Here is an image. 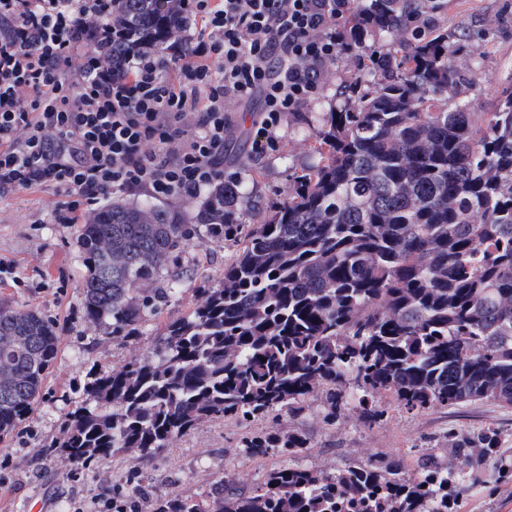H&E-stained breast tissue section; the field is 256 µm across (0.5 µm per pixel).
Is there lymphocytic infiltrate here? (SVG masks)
Instances as JSON below:
<instances>
[{"label":"lymphocytic infiltrate","mask_w":512,"mask_h":512,"mask_svg":"<svg viewBox=\"0 0 512 512\" xmlns=\"http://www.w3.org/2000/svg\"><path fill=\"white\" fill-rule=\"evenodd\" d=\"M194 31L169 59L113 66L112 0H0V197L54 188L55 223L79 224L115 189L160 200L240 180L225 146L259 102L251 159L346 53L348 0H178Z\"/></svg>","instance_id":"lymphocytic-infiltrate-1"}]
</instances>
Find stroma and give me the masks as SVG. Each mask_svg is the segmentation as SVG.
Returning <instances> with one entry per match:
<instances>
[{"mask_svg":"<svg viewBox=\"0 0 512 512\" xmlns=\"http://www.w3.org/2000/svg\"><path fill=\"white\" fill-rule=\"evenodd\" d=\"M422 21L448 31L449 44L472 32L471 45L451 54L459 69L469 71L481 94L474 108L488 111L504 86L512 83V0H423ZM374 41L340 56L326 75L318 94L278 133L272 150L260 160L248 158L246 133L253 115L240 110L231 144L242 163L245 208L237 223L259 224L294 188L295 177L319 160L317 150L330 113L342 101L337 89L365 79ZM59 196L51 188L19 190L0 198V304L35 309L53 320L60 338L58 356L46 377L28 420L0 440V512H112L114 491L124 489L133 470L144 477L134 498L136 512H151L157 496H193L227 481L242 493H253L270 470L283 464L280 455L250 458L238 448L242 427L232 420L215 419L175 438L170 447L147 465H138L127 452L101 458L92 470L75 471L52 442L75 401L79 385L96 370H109L146 351L163 333L167 321L186 314L202 299L205 288L224 284L223 241L194 239L180 255L185 272L176 293L159 317H147L137 339H110L103 326L86 323L81 299L84 268L79 227L57 224L52 208ZM387 415L378 424L365 425L356 407L336 422L324 421L319 398H311L296 428L309 437V448L295 461L314 472L332 474L349 464L373 459L398 460L414 472L419 455L452 461L467 469L465 459L453 456V438L471 437L493 428L500 446L512 455V407L490 402L409 413L391 396L380 399ZM486 480L463 493L458 512H512V478L501 477L493 464L485 466Z\"/></svg>","mask_w":512,"mask_h":512,"instance_id":"stroma-1","label":"stroma"}]
</instances>
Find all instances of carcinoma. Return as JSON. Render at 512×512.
<instances>
[{"label":"carcinoma","mask_w":512,"mask_h":512,"mask_svg":"<svg viewBox=\"0 0 512 512\" xmlns=\"http://www.w3.org/2000/svg\"><path fill=\"white\" fill-rule=\"evenodd\" d=\"M174 2L112 0V58L166 48L184 29ZM358 2L351 44L379 32L386 49L371 58L368 84L340 91L320 160L262 223L247 232L219 223L246 202L225 183L198 224L116 200L81 225L83 317L114 340L137 336L178 291L190 239L235 249L224 286L201 289L203 302L169 321L148 354L89 374L56 444L75 469L129 449L151 459L215 418L244 426L247 456L290 459L309 440L282 413L303 417L316 394L324 419L352 401L368 426L383 420L385 393L407 412L512 406V84L490 111H473L459 95L476 85L448 60V32L410 25L419 0ZM58 344L41 312L0 305V361L15 374L0 388V439L27 420ZM453 453L512 477L492 429ZM416 471L406 478L397 461L369 462L320 476L288 462L253 495L222 484L205 499L158 498L153 512H208L212 496L221 512H338L347 494L364 512L385 500L390 512H452L480 482L428 454Z\"/></svg>","instance_id":"obj_1"}]
</instances>
